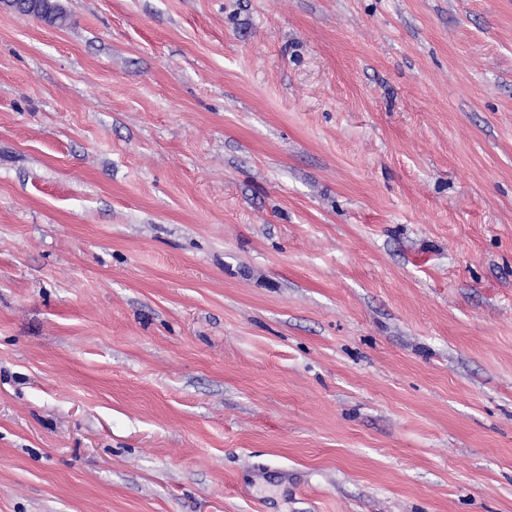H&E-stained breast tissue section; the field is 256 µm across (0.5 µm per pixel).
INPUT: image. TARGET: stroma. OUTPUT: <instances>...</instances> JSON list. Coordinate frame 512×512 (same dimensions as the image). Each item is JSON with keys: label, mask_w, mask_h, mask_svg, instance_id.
<instances>
[{"label": "stroma", "mask_w": 512, "mask_h": 512, "mask_svg": "<svg viewBox=\"0 0 512 512\" xmlns=\"http://www.w3.org/2000/svg\"><path fill=\"white\" fill-rule=\"evenodd\" d=\"M0 0V512H512V0Z\"/></svg>", "instance_id": "obj_1"}]
</instances>
